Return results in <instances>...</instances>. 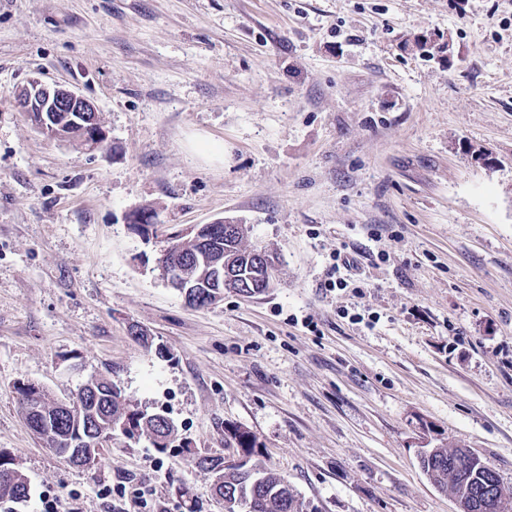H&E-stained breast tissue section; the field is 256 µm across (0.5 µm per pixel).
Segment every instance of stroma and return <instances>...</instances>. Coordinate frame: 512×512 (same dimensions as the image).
Instances as JSON below:
<instances>
[{"label":"stroma","instance_id":"stroma-1","mask_svg":"<svg viewBox=\"0 0 512 512\" xmlns=\"http://www.w3.org/2000/svg\"><path fill=\"white\" fill-rule=\"evenodd\" d=\"M32 77L93 101L109 149L38 132L16 98ZM218 219L276 276L193 307L157 259ZM109 374L183 453L117 432L77 468L25 423L20 383L64 398ZM228 424L304 512H457L429 448L471 449L512 491V0H0L14 512H138L144 486L157 512H224L195 456Z\"/></svg>","mask_w":512,"mask_h":512}]
</instances>
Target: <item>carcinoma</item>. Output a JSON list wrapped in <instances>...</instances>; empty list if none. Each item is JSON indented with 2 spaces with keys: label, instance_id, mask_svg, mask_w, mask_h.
I'll list each match as a JSON object with an SVG mask.
<instances>
[{
  "label": "carcinoma",
  "instance_id": "carcinoma-1",
  "mask_svg": "<svg viewBox=\"0 0 512 512\" xmlns=\"http://www.w3.org/2000/svg\"><path fill=\"white\" fill-rule=\"evenodd\" d=\"M224 233V249L227 255L234 256L231 264L233 279L228 287L237 289L240 285L255 286L258 293L266 291L267 286L260 278V269L254 261L242 262L253 251L242 248L245 235L242 224L227 225L221 229ZM175 252L186 260V266L195 277L204 272L198 257L200 246L193 238L174 244ZM94 390L78 400L76 407L69 412L57 409L56 399L49 393H42L36 414L40 428L33 429L49 447L54 448L55 438L64 436H95L110 427L114 421L125 424L132 433H139L152 440L161 452L167 451L173 441V424L162 423L163 414L156 413L149 417L138 405L123 396L119 385L108 378L90 377ZM227 441L235 443L239 455L245 459L243 466L236 471L224 470V457L221 455H197V467L210 478V488L219 492L224 498V512H241L243 502L251 505L250 512H301V503L294 491L288 489V480L265 469L251 464V459L259 454L256 437L249 431L235 425L224 428ZM455 453L447 448H440L422 460V470L430 482L439 490L455 494L460 491V479L464 470L454 466ZM12 465L11 460L0 456V500L7 499L13 503L25 501L29 496L27 477L16 470L12 473L5 468Z\"/></svg>",
  "mask_w": 512,
  "mask_h": 512
}]
</instances>
